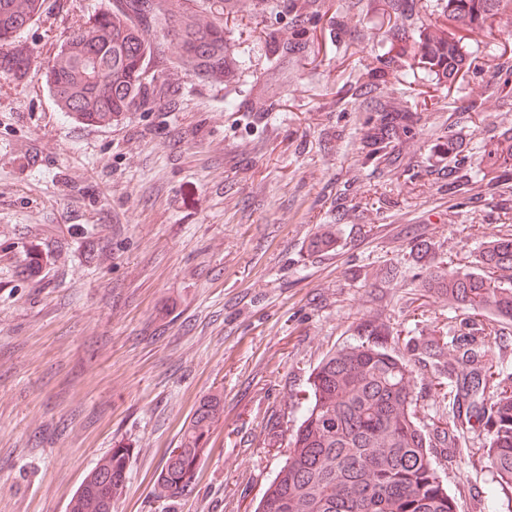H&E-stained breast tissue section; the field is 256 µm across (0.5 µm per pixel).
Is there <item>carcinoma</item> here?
Wrapping results in <instances>:
<instances>
[{
  "label": "carcinoma",
  "instance_id": "cac0c4a2",
  "mask_svg": "<svg viewBox=\"0 0 512 512\" xmlns=\"http://www.w3.org/2000/svg\"><path fill=\"white\" fill-rule=\"evenodd\" d=\"M43 0H0V72L27 69L30 56L10 50L39 13ZM512 0H445L448 25L418 34L425 64L449 84L470 64L460 30L482 29ZM172 36L179 52L171 64L200 81L234 72L241 60L224 41V25L204 23L194 12H173L160 0H113L74 31L46 72L50 95L60 111L90 124H108L145 99L154 58L152 32ZM494 91L512 103V60L498 64ZM364 134L367 158L384 173L396 162L395 142L407 135L414 116L375 103ZM480 105L448 116V135L436 153L448 158V202L476 214L496 215L501 234L451 276L448 259L418 241L411 263L434 267L429 288L448 292L463 317L448 328L422 336L393 334L394 327L359 326L365 340L329 350L308 376L309 396L288 437V455L266 487L254 512H456L438 474L433 448H456L467 433L486 432L481 448L501 489H512V372L495 351L512 345V288L491 270L512 265V130H501L483 145L486 164L472 166L473 147L461 130L476 125ZM487 194L471 193L476 180ZM432 362L437 395L451 405L452 420L429 435L421 426L417 399L408 388V364L381 337ZM453 361L444 366L446 350ZM223 398L204 399L157 475L164 497L191 489L198 459L210 442ZM131 451L114 448L97 461L69 500L67 512H112L127 479Z\"/></svg>",
  "mask_w": 512,
  "mask_h": 512
}]
</instances>
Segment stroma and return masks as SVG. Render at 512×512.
Returning <instances> with one entry per match:
<instances>
[{
  "instance_id": "obj_1",
  "label": "stroma",
  "mask_w": 512,
  "mask_h": 512,
  "mask_svg": "<svg viewBox=\"0 0 512 512\" xmlns=\"http://www.w3.org/2000/svg\"><path fill=\"white\" fill-rule=\"evenodd\" d=\"M167 4L222 20L242 67L201 82L172 66L148 103L109 124L80 121L57 108L46 68L112 0H45L18 39L31 65L0 74V512H67L118 447L131 457L113 512H251L283 460L263 444L270 416H297L331 348L359 343L362 324L411 329L418 301L424 329L461 316L426 289L429 264L405 262L415 239L461 264L499 235L490 216L470 235L471 215L418 167L470 102L481 106L465 130L474 163L484 138L512 127V105L491 89L512 12L470 34L478 72L447 87L379 61L399 27L417 54L413 36L440 20L443 0H407L396 16L377 0ZM369 82L416 115L385 175L363 148L370 109L351 94ZM332 223L341 248L309 252ZM408 385L426 430L444 425L429 366L412 361ZM214 392L224 413L197 481L168 501L157 474ZM484 442L469 435L439 470L456 512H512L476 453Z\"/></svg>"
}]
</instances>
